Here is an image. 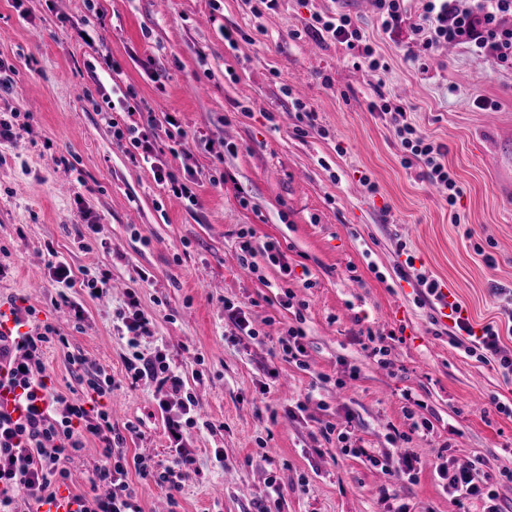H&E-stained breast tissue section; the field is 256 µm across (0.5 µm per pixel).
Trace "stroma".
<instances>
[{"mask_svg":"<svg viewBox=\"0 0 512 512\" xmlns=\"http://www.w3.org/2000/svg\"><path fill=\"white\" fill-rule=\"evenodd\" d=\"M337 11L357 20L387 71L356 66L312 29L313 14ZM408 40L383 33L372 0H280L259 15L244 0H0V76L12 84L0 114L20 126L0 145V298L24 297L67 336L69 350L45 351L59 394L83 398L71 352L122 381L109 407L116 426L140 429L126 438L129 455L161 459L169 446L154 387L124 382L117 326L129 292L155 318L142 349L162 350L198 398L201 425L185 442L198 474L172 498L130 474L142 512H254L272 477L279 512H463L434 475L441 456L454 468L488 458L512 512V415L498 410L512 407V377L464 354L418 282L436 280L474 330L497 325L512 355V323L492 291L512 288V176L499 160L512 136V70L444 44L422 64ZM116 84L134 89L138 124L154 118L158 163L197 180L196 203L172 196L113 137L102 115ZM382 96L445 146L455 204L422 166L404 165L389 116L371 107ZM297 98L314 114L303 136ZM169 114L187 133L176 156ZM243 228L256 244L278 242L291 274L261 252L244 268ZM53 252L75 273L111 276L108 296L83 299L80 324L53 305ZM228 299L264 340L225 318ZM299 313L296 363L278 339ZM369 328L387 363L365 350ZM308 395L313 406L297 411ZM323 421L365 455L342 454ZM386 452L415 456L416 480L369 462ZM100 453L87 439L64 493H90ZM385 487L396 498L381 500Z\"/></svg>","mask_w":512,"mask_h":512,"instance_id":"1","label":"stroma"}]
</instances>
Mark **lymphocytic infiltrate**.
<instances>
[{"label":"lymphocytic infiltrate","mask_w":512,"mask_h":512,"mask_svg":"<svg viewBox=\"0 0 512 512\" xmlns=\"http://www.w3.org/2000/svg\"><path fill=\"white\" fill-rule=\"evenodd\" d=\"M373 2L384 31L409 29L423 51H431L442 43L463 45L495 65L512 69V26L502 23L503 16L512 14V0H421V13L415 22L408 17L405 0ZM313 27L357 50L369 69L386 70V63L350 15L339 12L318 16ZM378 109L391 115L394 131L404 149L411 159L424 166V179L445 187L448 202H455L460 189L444 161L443 146L409 122L403 105L384 99ZM102 118L116 140H128L132 162L150 164L155 180L168 184L174 197L195 201V179L178 178L153 164L155 145L147 132L135 123L120 125L110 112L103 113ZM47 267L61 289L59 305L69 308L75 320H83L86 310L83 303L70 296V288L81 287L93 299L103 298L109 292L108 273L88 269L78 276L55 256L50 257ZM8 304L20 331L11 336L0 335V512H41L43 506L55 502L59 489L69 478L68 463L80 455L91 437L98 440L102 449L96 475L106 489L101 494L68 497L67 503L74 512H142L128 481L132 470L139 478L152 480L171 493L180 491L196 475L195 461L181 442L184 433L198 425L195 414L198 400L187 389L182 375L170 367L165 353L157 350L147 354L141 350L140 340L150 335L151 320L140 309L137 298H129V309L121 316L120 332L126 336L128 346L126 371L132 384H149L166 394L159 408L174 446L162 460L145 455L128 456L126 436L136 433V426L130 424L126 429H118L111 414L100 404L116 385L111 375L98 372L84 379L89 397L85 403L68 401L55 391L44 351L56 344L67 346V338L52 323L31 326L30 319L36 310L24 298H9ZM453 334L466 336L467 356L484 362L495 361L504 375H512V357L502 353L498 328L487 325L477 333L468 318L458 316L453 322ZM435 471L443 490L456 502L477 500L483 504L482 512H502L488 459L478 458L476 465L455 471L441 462Z\"/></svg>","instance_id":"1"}]
</instances>
